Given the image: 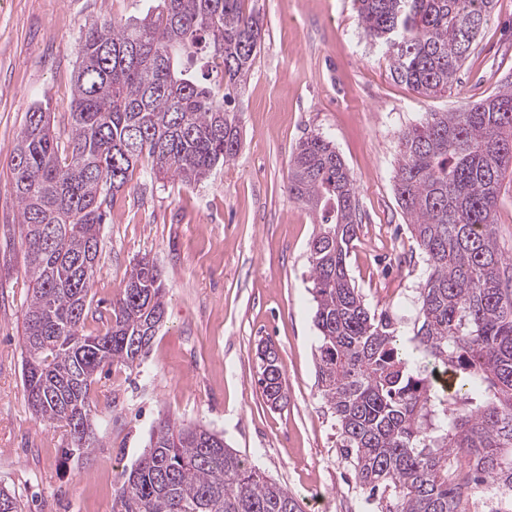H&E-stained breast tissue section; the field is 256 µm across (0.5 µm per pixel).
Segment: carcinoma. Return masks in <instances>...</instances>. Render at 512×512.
Segmentation results:
<instances>
[{"label":"carcinoma","instance_id":"carcinoma-1","mask_svg":"<svg viewBox=\"0 0 512 512\" xmlns=\"http://www.w3.org/2000/svg\"><path fill=\"white\" fill-rule=\"evenodd\" d=\"M367 39L389 50L392 72L419 95L448 92L493 0H356ZM244 0H162L128 24L106 20L82 39L60 145L51 115L26 113L11 155L21 209L25 312L23 381L42 421L69 428L64 456L90 451L98 410L90 396L106 364L132 367L165 314L154 262L132 267L97 333L84 332L109 193L142 159L186 186L240 147L235 103L261 50ZM219 62L223 83L202 84L183 55ZM398 203L427 256L413 346L398 321L370 309L352 284L355 180L314 135L296 146L288 194L319 223L308 262L318 330L316 376L336 419L339 448L378 512H459L493 486L512 500V258L498 246L496 209L512 175V83L461 112H427L401 137ZM257 379L272 408L287 400L276 350L257 348ZM121 512H302L288 488L248 466L201 426L168 420L119 488ZM0 512H22L0 488Z\"/></svg>","mask_w":512,"mask_h":512}]
</instances>
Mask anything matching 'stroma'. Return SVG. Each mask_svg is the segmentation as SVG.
I'll return each mask as SVG.
<instances>
[{
	"label": "stroma",
	"mask_w": 512,
	"mask_h": 512,
	"mask_svg": "<svg viewBox=\"0 0 512 512\" xmlns=\"http://www.w3.org/2000/svg\"><path fill=\"white\" fill-rule=\"evenodd\" d=\"M160 0H0V486L23 512H120L118 489L160 419L221 435L303 512H375L339 450L316 380L308 243L314 216L290 199L299 141L332 142L356 187L358 238L347 263L356 288L411 336L425 256L396 198L399 138L427 112H456L512 79V0H494L459 81L426 98L391 74L390 55L363 36L353 0H245L264 38L237 100L241 147L188 187L142 164L107 207L90 292L110 314L134 263L153 259L166 314L143 362L107 365L91 396L106 423L95 448L63 457V428L38 420L22 381L25 309L20 206L10 153L36 104L60 141L71 127L85 33L144 17ZM272 343L288 401L271 409L256 380L258 344Z\"/></svg>",
	"instance_id": "stroma-1"
}]
</instances>
